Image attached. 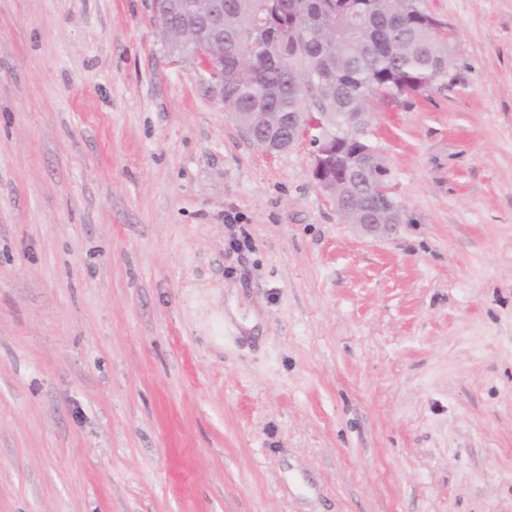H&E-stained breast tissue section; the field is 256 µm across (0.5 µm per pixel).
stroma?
<instances>
[{
    "label": "stroma",
    "instance_id": "1",
    "mask_svg": "<svg viewBox=\"0 0 512 512\" xmlns=\"http://www.w3.org/2000/svg\"><path fill=\"white\" fill-rule=\"evenodd\" d=\"M424 6L373 239L151 0H0V512H512V0Z\"/></svg>",
    "mask_w": 512,
    "mask_h": 512
}]
</instances>
